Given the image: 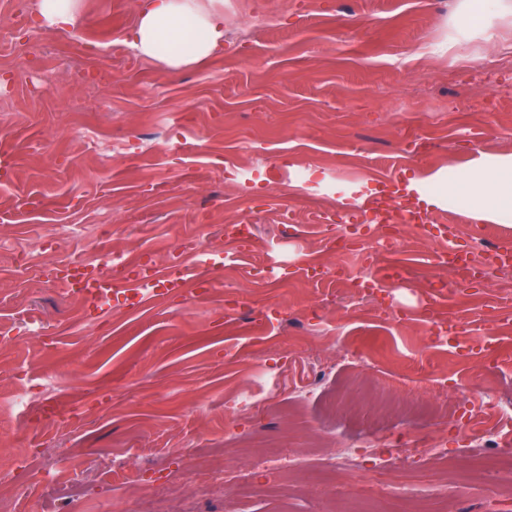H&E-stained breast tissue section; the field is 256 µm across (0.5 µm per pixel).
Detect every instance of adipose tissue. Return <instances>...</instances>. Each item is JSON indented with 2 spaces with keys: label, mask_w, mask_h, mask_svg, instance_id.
I'll use <instances>...</instances> for the list:
<instances>
[{
  "label": "adipose tissue",
  "mask_w": 512,
  "mask_h": 512,
  "mask_svg": "<svg viewBox=\"0 0 512 512\" xmlns=\"http://www.w3.org/2000/svg\"><path fill=\"white\" fill-rule=\"evenodd\" d=\"M224 12L205 0H139L124 39L142 58L170 68L203 63L224 49ZM408 190L430 207L480 222L512 224V153L481 155L454 171L411 177Z\"/></svg>",
  "instance_id": "1"
}]
</instances>
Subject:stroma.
Instances as JSON below:
<instances>
[{"mask_svg":"<svg viewBox=\"0 0 512 512\" xmlns=\"http://www.w3.org/2000/svg\"><path fill=\"white\" fill-rule=\"evenodd\" d=\"M460 0H224L228 33L243 43L199 65L169 69L117 43L137 0H81L74 33H28L22 9L0 0V147L16 155L0 179V501L15 512H64L66 479H82L83 512H144L146 484L129 475L157 463L181 487L179 449L222 451L243 464L250 496L219 495L167 512H388L354 500L346 474L290 475L248 468L249 448L291 453L386 435L369 406L325 420L320 402L290 412L312 366L345 351L325 387L364 377L395 394L433 398L436 381L467 385L472 405L512 406V268L492 286L453 295L427 288L431 249L474 239L512 245V226L480 224L437 208L431 235L408 237L380 265L402 280L380 300L353 298L336 264L361 271L363 251L339 254L315 218L344 214L358 189L400 174L453 168L478 152H512V16L490 34L457 27ZM189 113L179 152L166 133ZM139 145L117 157L112 142ZM291 208L297 223L279 221ZM250 220L247 248L224 227ZM453 228L444 236L441 226ZM209 246L213 280L199 298L172 296L138 309L112 307L86 323L79 298L40 279L70 257L168 270L174 254ZM324 266L323 280L305 267ZM284 317L267 319L268 304ZM461 327L464 347L430 342L429 315ZM495 344L496 362L483 353ZM260 377L271 401L249 422L224 399ZM42 391L32 400L22 392ZM80 407L81 422L41 419V405ZM512 512L502 484L468 471L449 479L437 512Z\"/></svg>","mask_w":512,"mask_h":512,"instance_id":"35a3bbf8","label":"stroma"}]
</instances>
